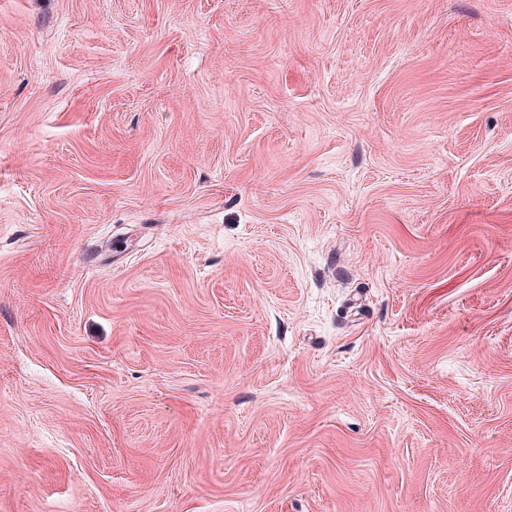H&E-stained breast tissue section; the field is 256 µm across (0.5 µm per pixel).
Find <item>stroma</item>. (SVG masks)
Instances as JSON below:
<instances>
[{
    "instance_id": "35a3bbf8",
    "label": "stroma",
    "mask_w": 512,
    "mask_h": 512,
    "mask_svg": "<svg viewBox=\"0 0 512 512\" xmlns=\"http://www.w3.org/2000/svg\"><path fill=\"white\" fill-rule=\"evenodd\" d=\"M0 512H512V0H0Z\"/></svg>"
}]
</instances>
